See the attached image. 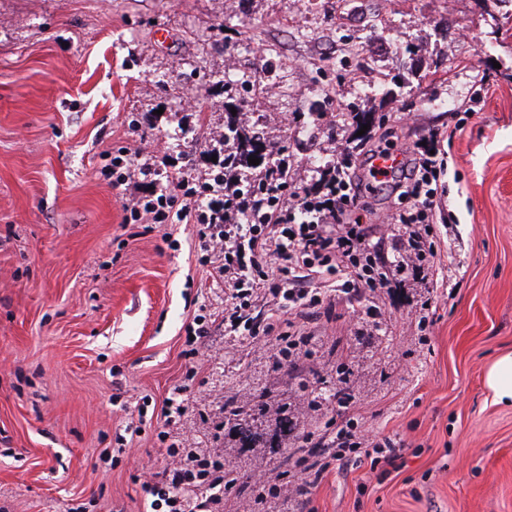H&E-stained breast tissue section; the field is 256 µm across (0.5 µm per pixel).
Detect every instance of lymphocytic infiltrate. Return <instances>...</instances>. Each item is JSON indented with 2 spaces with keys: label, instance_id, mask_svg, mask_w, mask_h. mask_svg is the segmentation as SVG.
I'll return each instance as SVG.
<instances>
[{
  "label": "lymphocytic infiltrate",
  "instance_id": "1",
  "mask_svg": "<svg viewBox=\"0 0 512 512\" xmlns=\"http://www.w3.org/2000/svg\"><path fill=\"white\" fill-rule=\"evenodd\" d=\"M438 146L437 135H430L425 143L415 145L413 158L384 171L373 166L382 148L362 154L371 178L413 201L410 209L391 217L403 228L395 243L400 255L395 262L380 258L374 226L350 221L362 207L366 186L350 174L351 161L345 155L324 167L314 183L298 190L285 186L274 168L259 194L237 184L217 189L208 182L196 185L174 176L166 186L133 200L124 221L200 225L207 252L224 257L220 271L225 332L270 341L297 356L305 353L308 339L296 321L323 302L310 280L325 274L340 282L343 293L366 287L375 291L387 285L391 271L433 262L437 250L429 218L442 168ZM262 287L280 299L281 318L263 323L251 316L252 297ZM332 445L330 457L336 461L357 450L373 466L397 458L390 438L368 437L354 425L337 429ZM167 453L174 466L141 484L152 512H222L223 498L216 489L225 483L224 463L194 448L171 447Z\"/></svg>",
  "mask_w": 512,
  "mask_h": 512
}]
</instances>
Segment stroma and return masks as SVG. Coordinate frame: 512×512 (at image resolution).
Masks as SVG:
<instances>
[{"label":"stroma","instance_id":"1","mask_svg":"<svg viewBox=\"0 0 512 512\" xmlns=\"http://www.w3.org/2000/svg\"><path fill=\"white\" fill-rule=\"evenodd\" d=\"M357 54H349V44ZM256 76L242 111L305 187L343 150L410 147L458 132L433 214L438 273L301 321L298 364L224 333L222 261L194 224L124 221L141 184L98 175L102 153L134 164L167 151L210 181L227 70ZM409 81L383 100L397 73ZM481 106H472L476 90ZM381 116L357 135L347 108ZM319 113L313 136L296 118ZM399 198L370 191L356 219L394 245ZM211 317L194 378L185 326ZM376 317L354 320L355 309ZM431 321H423L424 312ZM512 353V8L497 0H0V512H146L139 494L171 459L145 427L119 443L125 408L192 402L170 431L233 465L224 512H296L287 449L329 420L403 441L395 466L332 462L312 512H512V406L485 375ZM262 402L241 447L226 405ZM288 416L289 432L278 429ZM270 488L255 504V485Z\"/></svg>","mask_w":512,"mask_h":512}]
</instances>
